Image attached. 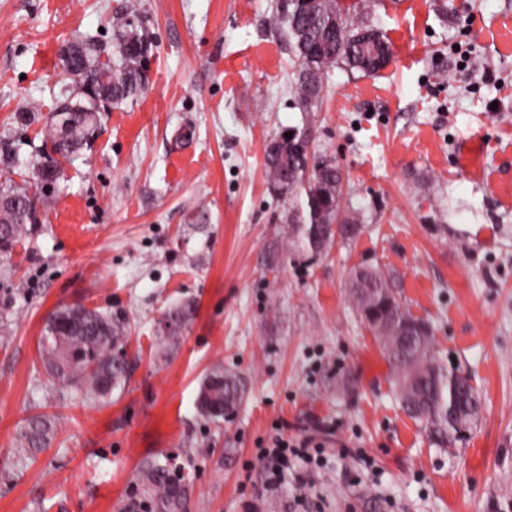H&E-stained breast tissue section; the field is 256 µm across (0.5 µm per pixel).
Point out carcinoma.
I'll list each match as a JSON object with an SVG mask.
<instances>
[{"label": "carcinoma", "instance_id": "cac0c4a2", "mask_svg": "<svg viewBox=\"0 0 512 512\" xmlns=\"http://www.w3.org/2000/svg\"><path fill=\"white\" fill-rule=\"evenodd\" d=\"M271 24L288 40L292 55L291 88L305 109L321 98L324 82L335 68L375 73L391 59V49L372 24L370 13L351 17L337 0H278ZM116 42L112 61L99 59L95 39L86 37L69 47L66 64L78 62L74 89L57 108L67 110L83 99L81 87L92 84L109 90V104L134 101L149 89L146 58L152 35L137 6L130 4L112 19ZM70 121L49 116L46 136L51 152L71 159L97 130L99 112H71ZM309 133H280L265 147L268 180L292 197L282 221L288 224V243L274 245L267 266L275 268L293 253L321 255L337 241L347 242L362 225L341 207L342 173L336 163L308 153ZM27 220L11 209L0 219V251L13 247L26 230ZM348 294L362 322L391 345L383 351L391 366L401 402L409 416L439 447L445 448L476 420L479 392L464 374L450 372L432 355L431 327L413 317L398 299L390 277L378 267L358 266L350 273ZM125 328L108 316L83 306L52 314L40 339V353L50 382L80 383L105 399L127 378L128 366L113 362L112 351L122 345ZM246 391L237 374L216 369L203 384L198 407L210 419L231 414ZM53 437L51 420L30 418L23 428V451L31 455L47 447ZM138 487L147 512H185L188 490L174 483L168 462L149 460L139 470Z\"/></svg>", "mask_w": 512, "mask_h": 512}]
</instances>
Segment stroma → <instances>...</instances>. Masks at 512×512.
<instances>
[{"label":"stroma","instance_id":"stroma-1","mask_svg":"<svg viewBox=\"0 0 512 512\" xmlns=\"http://www.w3.org/2000/svg\"><path fill=\"white\" fill-rule=\"evenodd\" d=\"M133 0H0V137L20 139L0 190L35 188L49 115L74 79L63 49ZM155 45L149 91L101 113L98 134L0 251V512H141L144 461L189 463V512H512V0H340L365 5L393 60L336 69L310 110L289 89L275 0H134ZM37 102L42 121L19 126ZM310 133L343 171L363 229L326 254L262 257L286 239L287 196L264 149ZM377 266L434 333L433 355L470 377L480 415L433 444L402 410L391 367L357 318L350 270ZM194 314L167 337L164 316ZM84 306L120 321L125 385L99 400L52 385L48 317ZM247 382L229 419H204L217 368ZM51 443L26 458V421ZM332 431L305 484L268 489L269 438Z\"/></svg>","mask_w":512,"mask_h":512}]
</instances>
